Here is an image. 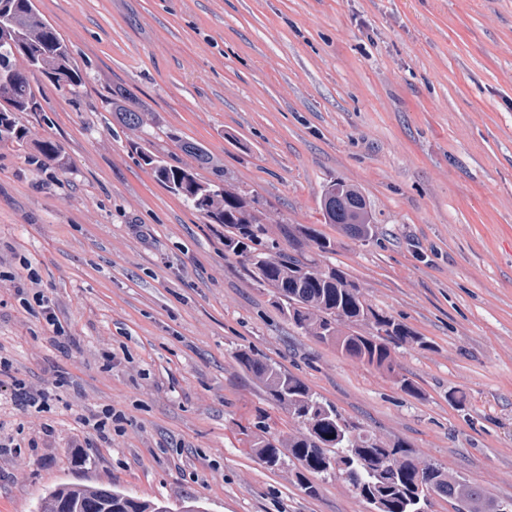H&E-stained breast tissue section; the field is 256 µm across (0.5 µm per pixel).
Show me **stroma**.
Returning <instances> with one entry per match:
<instances>
[{
    "label": "stroma",
    "instance_id": "35a3bbf8",
    "mask_svg": "<svg viewBox=\"0 0 512 512\" xmlns=\"http://www.w3.org/2000/svg\"><path fill=\"white\" fill-rule=\"evenodd\" d=\"M34 3L83 81L31 74L29 137L0 146V355L56 392L44 412L0 400V512H34L65 484L173 512H371L346 483L314 477L312 497L294 459L270 470L250 451L258 422L273 436L298 425L244 352L512 502V0ZM118 90L144 128L115 118ZM42 141L62 164L39 169ZM185 142L260 198L270 241L314 257L331 240L325 262L423 337L393 346L394 374L296 330L224 226L155 180L143 154L195 166ZM336 181L364 196L372 239L326 223ZM31 270L60 330L16 294ZM106 405L127 418L108 444L87 424Z\"/></svg>",
    "mask_w": 512,
    "mask_h": 512
}]
</instances>
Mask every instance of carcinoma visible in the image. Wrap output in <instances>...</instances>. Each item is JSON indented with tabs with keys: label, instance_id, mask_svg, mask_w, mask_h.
Instances as JSON below:
<instances>
[{
	"label": "carcinoma",
	"instance_id": "cac0c4a2",
	"mask_svg": "<svg viewBox=\"0 0 512 512\" xmlns=\"http://www.w3.org/2000/svg\"><path fill=\"white\" fill-rule=\"evenodd\" d=\"M34 71L60 88L81 82L70 47L33 0H0V99L8 103V107L0 108V145L19 144L27 137L16 114L36 110L30 85ZM112 110L127 127L145 126L144 112L128 98L112 99ZM142 159L155 179L171 192L213 223L235 230L234 235L224 238L227 250L243 254L250 242L263 245L267 228L259 198L226 188L224 171L215 170V179L205 182L191 167L173 165L147 153ZM333 190L336 198L324 211L326 222L339 225L352 239H370L373 227L363 195L342 182L328 188ZM249 260L255 281L274 289L276 302L295 328L351 360L391 374L394 360L390 345L422 342L403 323L375 311L357 285L331 265L282 250L273 255H251ZM239 362L261 383L267 398L301 425V430L282 440L254 437L251 452L273 468L278 466L282 449H288L300 466L296 477L309 495L317 493L308 479L315 474L343 480L374 512H413L415 498L429 503L434 495L461 503L466 512H492L478 489L433 463L428 464V470H419L420 460L402 444L376 441L375 435L347 421L335 406L280 366L247 353L240 355ZM100 497V490L94 487L60 486L41 498L37 512H59L62 504L69 512H84L85 504ZM110 498L111 503H101L99 512H159L165 507L160 501L143 500L115 489L110 490Z\"/></svg>",
	"mask_w": 512,
	"mask_h": 512
}]
</instances>
